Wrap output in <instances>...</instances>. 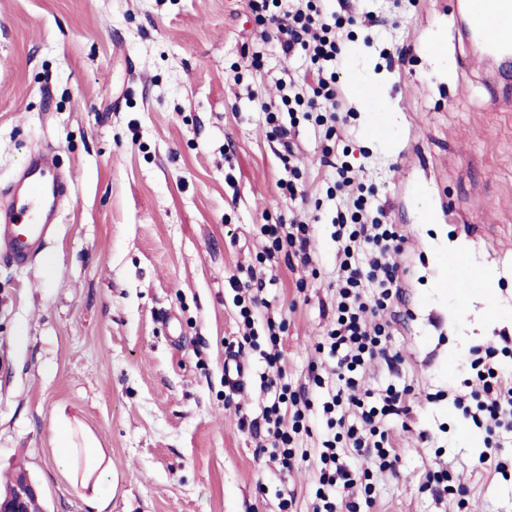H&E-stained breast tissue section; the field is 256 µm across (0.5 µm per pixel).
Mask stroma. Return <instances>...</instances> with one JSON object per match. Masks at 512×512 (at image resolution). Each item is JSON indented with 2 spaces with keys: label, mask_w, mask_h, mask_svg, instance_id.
Here are the masks:
<instances>
[{
  "label": "stroma",
  "mask_w": 512,
  "mask_h": 512,
  "mask_svg": "<svg viewBox=\"0 0 512 512\" xmlns=\"http://www.w3.org/2000/svg\"><path fill=\"white\" fill-rule=\"evenodd\" d=\"M326 8L348 20L335 150L373 187L370 215L406 238L404 300L382 314L401 360L364 380L406 390L411 413L387 421L400 460L367 512H512V468L476 469L489 435L453 403L464 358L512 339V80L456 41L455 0ZM261 32L248 0H0V190L40 147L70 177L42 252L0 263V481L24 467L47 512H281L287 498L312 512L326 429L313 378L334 367L315 346L348 199L327 193L322 128L267 125L263 104L280 79L302 84L306 62ZM369 89L395 115L386 130ZM287 141L292 199L277 186ZM295 218L313 262L267 268L257 312L284 323V380L313 404L308 458L286 469L240 425L261 412L267 366L241 341L232 281L256 266L261 225ZM454 241L501 272L499 321L449 275ZM229 356L242 389L224 383ZM442 466L465 474V499L425 488Z\"/></svg>",
  "instance_id": "stroma-1"
}]
</instances>
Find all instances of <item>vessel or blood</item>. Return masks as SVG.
<instances>
[{
  "mask_svg": "<svg viewBox=\"0 0 512 512\" xmlns=\"http://www.w3.org/2000/svg\"><path fill=\"white\" fill-rule=\"evenodd\" d=\"M469 32L487 52H511L512 0H483L469 16ZM54 168L52 151L34 154L0 205V262L23 266L41 251L67 190Z\"/></svg>",
  "mask_w": 512,
  "mask_h": 512,
  "instance_id": "obj_1",
  "label": "vessel or blood"
}]
</instances>
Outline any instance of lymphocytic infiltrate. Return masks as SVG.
I'll use <instances>...</instances> for the list:
<instances>
[{"label": "lymphocytic infiltrate", "mask_w": 512, "mask_h": 512, "mask_svg": "<svg viewBox=\"0 0 512 512\" xmlns=\"http://www.w3.org/2000/svg\"><path fill=\"white\" fill-rule=\"evenodd\" d=\"M249 7L258 24L274 26L275 42L284 57L300 51L309 63L305 91L283 94L278 107L267 109V123L280 132L284 129L283 116L299 114L323 127L325 139H332L336 115L318 111L317 106L319 101L331 103L336 99V61L340 53L336 34L343 25L342 18L327 14L323 0H293L289 5L284 0H249ZM335 169L339 187L354 197V210L350 216H338L335 223L333 236L339 244L335 319L324 342L317 345L334 359L336 369L322 402L329 433L319 448L312 512H360L361 504H372V497L359 503L345 499L343 493L371 472L395 469L399 453L384 424L390 416L410 412L402 391L395 387L373 392L362 390L359 384L369 364L396 359L388 347L389 325L378 320L377 314L400 298L402 278L390 255L401 250L405 238L395 225L368 218L363 186L356 183L348 162L336 164ZM260 232L267 241L264 259L284 252L298 257L302 265L311 264L310 225L264 224ZM262 283V278L254 275L236 286L239 316L248 329L246 343H255L261 334L268 339L264 357L271 373L263 383L275 394L273 402L264 406L261 421H250L249 426L254 429L265 424L273 440V459L288 465L296 456L295 435L307 428L310 400L306 394L289 393L278 370L282 325L267 322L262 333L255 327L258 287ZM470 369L478 390L467 414L475 426L483 427L489 419L496 427L512 428V368L488 355L472 359ZM285 404L293 409V422L288 428L283 425L281 412Z\"/></svg>", "instance_id": "lymphocytic-infiltrate-1"}]
</instances>
